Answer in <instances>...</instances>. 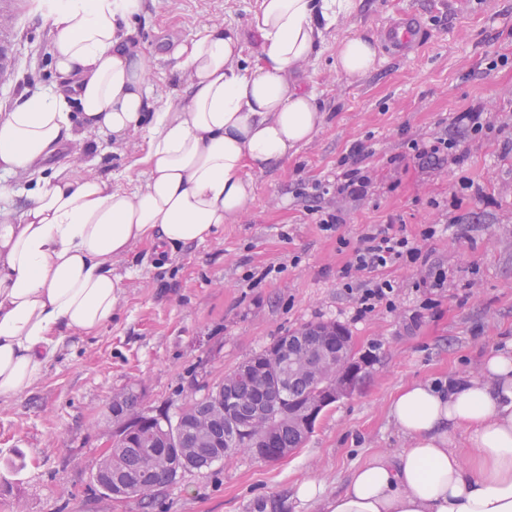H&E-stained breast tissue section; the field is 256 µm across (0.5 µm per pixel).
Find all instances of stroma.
Wrapping results in <instances>:
<instances>
[{
  "label": "stroma",
  "instance_id": "35a3bbf8",
  "mask_svg": "<svg viewBox=\"0 0 512 512\" xmlns=\"http://www.w3.org/2000/svg\"><path fill=\"white\" fill-rule=\"evenodd\" d=\"M257 0H144L130 41L145 54L160 103L177 100L171 52L200 22L236 27L247 58L259 40L247 27ZM37 0H0V113L59 82L53 34ZM407 12L413 50L388 46L382 30ZM377 51L358 83L337 72L336 47L350 30ZM495 70H488L490 61ZM303 77L317 85L321 130L282 168L253 171L256 193L235 224L206 243L163 257L137 246L135 262L115 263L124 288L115 318L95 337H69L49 370L19 395L0 400V512H317L297 496L306 480L343 491L351 471L375 453L397 454L404 440L388 415L397 390L415 380L477 375L485 353L512 341V0H363L356 18L328 34ZM483 112L493 129L473 135L456 117ZM448 130L462 164L423 169L407 147ZM372 180L360 200L323 195L351 147ZM472 189H462V181ZM324 204L343 221L323 230ZM392 225L417 239L429 266L446 270L443 293L419 289L422 271L383 269L394 307L357 316L337 271V238L359 244L368 225ZM440 232L422 239L430 225ZM269 275L253 283L260 270ZM336 321L369 364L352 396L333 404L305 444L276 463L231 453L183 472L154 499L121 503L102 494L94 462L106 450L112 396L136 387L150 414L176 415L256 352L300 326Z\"/></svg>",
  "mask_w": 512,
  "mask_h": 512
}]
</instances>
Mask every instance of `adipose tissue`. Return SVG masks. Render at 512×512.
<instances>
[{
    "label": "adipose tissue",
    "instance_id": "1",
    "mask_svg": "<svg viewBox=\"0 0 512 512\" xmlns=\"http://www.w3.org/2000/svg\"><path fill=\"white\" fill-rule=\"evenodd\" d=\"M361 5L258 0L252 63L239 30L199 23L173 54L180 99L160 106L128 39L143 0H40L61 81L0 114V173L31 179L0 207V398L40 379L66 338L111 325L114 262L142 243L186 250L239 221L255 196L251 171L278 169L322 127L302 66ZM376 56L357 32L339 42L336 69L355 83ZM90 131L138 135L146 148L118 174H46V160ZM389 415L406 440L396 456L373 455L341 493L306 481L298 497L321 512H512V342L485 355L479 376L402 386Z\"/></svg>",
    "mask_w": 512,
    "mask_h": 512
}]
</instances>
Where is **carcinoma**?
I'll list each match as a JSON object with an SVG mask.
<instances>
[{
    "mask_svg": "<svg viewBox=\"0 0 512 512\" xmlns=\"http://www.w3.org/2000/svg\"><path fill=\"white\" fill-rule=\"evenodd\" d=\"M268 349L255 353L251 358L240 364L233 371L224 375L228 381L220 390L212 389L207 393L190 398L176 418L159 414L152 421L139 426L123 436L117 437L112 444V471H97L96 482L107 494H112V484L119 482L129 492V497L143 499L155 491L172 483L177 476L190 469L201 470L209 468L222 460L217 449H207L198 446V437L189 432L183 435L180 447L183 448L185 460L181 467L172 469L162 460V456L176 455L172 448H165L163 437L174 426V420L182 419L187 414L191 421L209 435L224 441V453L242 451L257 456L256 449L268 448H299L307 436L299 433L293 426L277 422L278 413L270 411L268 425L270 437H265L262 429L255 430L250 419L254 408L263 400L279 391L265 385L258 374L248 368V365L265 357ZM305 352L297 348L288 356L279 360V367L288 375V389L282 394L285 403L298 402L310 394L309 378L298 370V364L303 360ZM119 401L112 403V420L118 422L128 412L141 406L140 394L132 387L116 393ZM224 401V406L232 409L234 419L244 424L245 431L236 436L224 435V420L216 419V402Z\"/></svg>",
    "mask_w": 512,
    "mask_h": 512,
    "instance_id": "carcinoma-1",
    "label": "carcinoma"
}]
</instances>
